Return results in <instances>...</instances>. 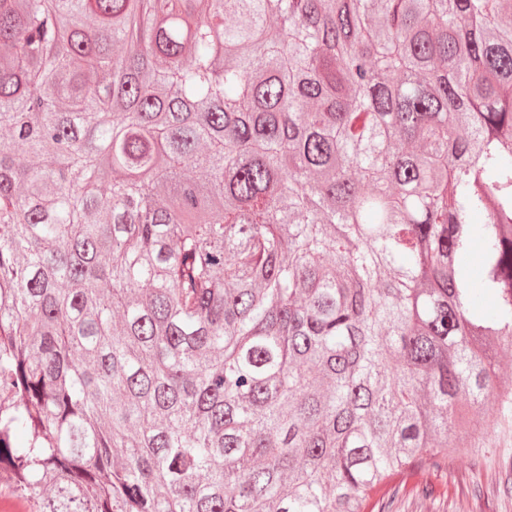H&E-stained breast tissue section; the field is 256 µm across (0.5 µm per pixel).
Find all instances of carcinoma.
<instances>
[{"mask_svg":"<svg viewBox=\"0 0 512 512\" xmlns=\"http://www.w3.org/2000/svg\"><path fill=\"white\" fill-rule=\"evenodd\" d=\"M509 345L512 0H0L30 512H387Z\"/></svg>","mask_w":512,"mask_h":512,"instance_id":"obj_1","label":"carcinoma"}]
</instances>
